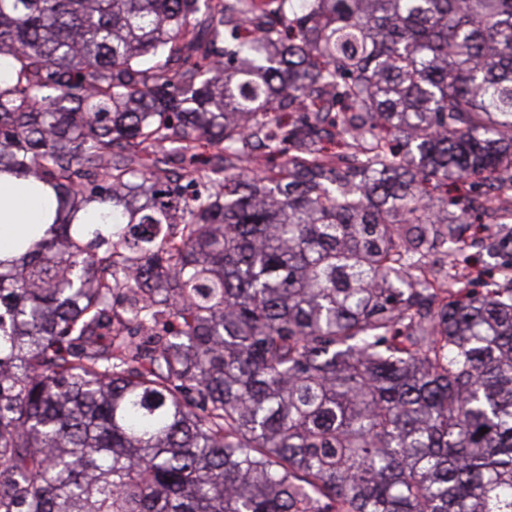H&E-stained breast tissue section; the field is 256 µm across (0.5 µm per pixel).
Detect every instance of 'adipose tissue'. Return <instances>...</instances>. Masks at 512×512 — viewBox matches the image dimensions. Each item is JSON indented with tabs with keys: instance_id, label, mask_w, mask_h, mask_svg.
I'll return each instance as SVG.
<instances>
[{
	"instance_id": "1",
	"label": "adipose tissue",
	"mask_w": 512,
	"mask_h": 512,
	"mask_svg": "<svg viewBox=\"0 0 512 512\" xmlns=\"http://www.w3.org/2000/svg\"><path fill=\"white\" fill-rule=\"evenodd\" d=\"M55 218L50 187L31 188L0 174V261L21 258L26 244L43 237Z\"/></svg>"
}]
</instances>
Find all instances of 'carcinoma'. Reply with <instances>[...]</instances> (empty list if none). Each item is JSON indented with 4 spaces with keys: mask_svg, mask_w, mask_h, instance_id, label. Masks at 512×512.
<instances>
[{
    "mask_svg": "<svg viewBox=\"0 0 512 512\" xmlns=\"http://www.w3.org/2000/svg\"><path fill=\"white\" fill-rule=\"evenodd\" d=\"M0 172V512H512V0H0ZM55 218L49 186L31 188L0 173V261L21 258L24 245L43 237Z\"/></svg>",
    "mask_w": 512,
    "mask_h": 512,
    "instance_id": "obj_1",
    "label": "carcinoma"
}]
</instances>
